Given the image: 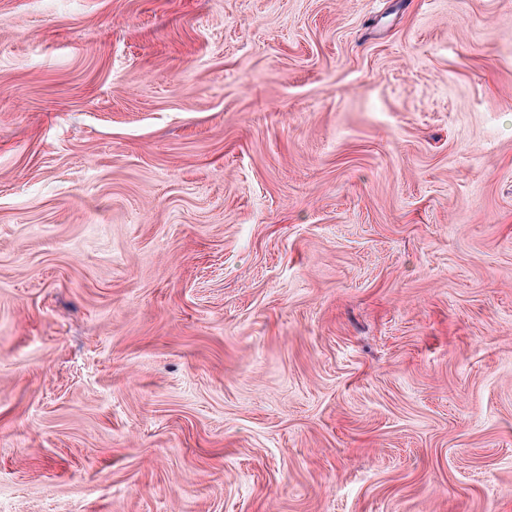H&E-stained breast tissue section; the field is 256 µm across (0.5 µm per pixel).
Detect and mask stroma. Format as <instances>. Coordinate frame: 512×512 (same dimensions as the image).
<instances>
[{"label": "stroma", "mask_w": 512, "mask_h": 512, "mask_svg": "<svg viewBox=\"0 0 512 512\" xmlns=\"http://www.w3.org/2000/svg\"><path fill=\"white\" fill-rule=\"evenodd\" d=\"M0 512H512V0H0Z\"/></svg>", "instance_id": "35a3bbf8"}]
</instances>
